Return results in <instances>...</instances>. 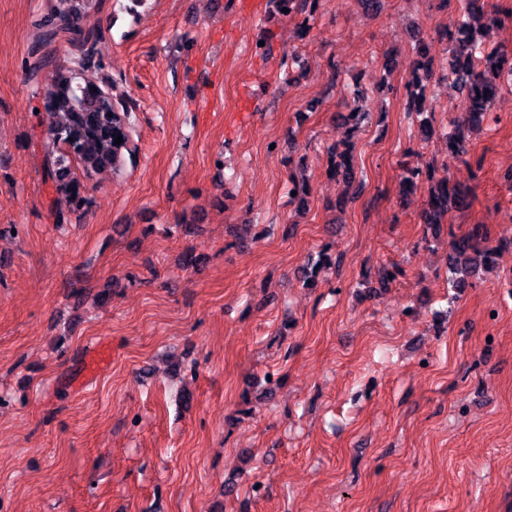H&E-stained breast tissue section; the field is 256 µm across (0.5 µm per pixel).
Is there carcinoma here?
Returning a JSON list of instances; mask_svg holds the SVG:
<instances>
[{
    "label": "carcinoma",
    "instance_id": "obj_1",
    "mask_svg": "<svg viewBox=\"0 0 512 512\" xmlns=\"http://www.w3.org/2000/svg\"><path fill=\"white\" fill-rule=\"evenodd\" d=\"M96 7V0H49L46 12L36 21L35 28L43 46H48L64 32L82 33ZM485 0H462L460 18L449 41L453 45L448 59L447 76L469 102L466 119L453 125L448 133V152L457 156L467 154L465 127L478 123L501 92L496 77L506 74L512 81V53L488 50L477 39L484 26ZM417 51L423 61L417 63L407 81L410 104L419 100L422 82L433 77L432 68L424 62L428 48L417 39ZM82 63L53 66L45 76L43 86L45 106L57 116V122L48 131L44 152L45 175L51 182L57 199L68 209L80 210L88 202L81 177L90 178L105 170L117 172L125 157L132 154L134 128L133 105L95 84L81 82ZM122 143L114 144L115 137ZM82 175H77L74 168ZM330 173L351 182L355 179L353 155L350 147L335 146L330 158ZM466 192L442 177L428 190V199L422 212L423 223L440 230L448 209H460ZM481 225L460 236L453 237L448 254V265L456 279L455 288L471 284L481 267L494 260L497 247L488 243L480 232Z\"/></svg>",
    "mask_w": 512,
    "mask_h": 512
}]
</instances>
